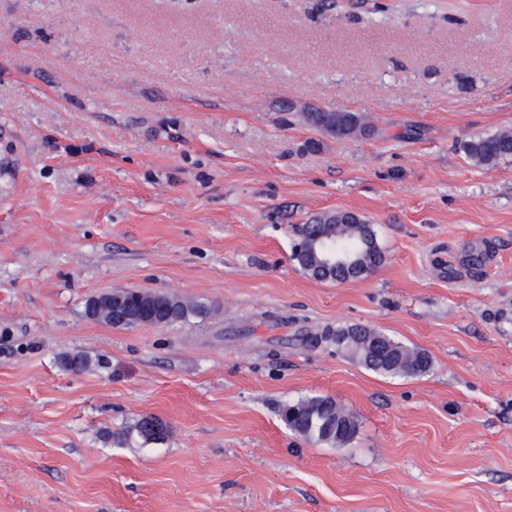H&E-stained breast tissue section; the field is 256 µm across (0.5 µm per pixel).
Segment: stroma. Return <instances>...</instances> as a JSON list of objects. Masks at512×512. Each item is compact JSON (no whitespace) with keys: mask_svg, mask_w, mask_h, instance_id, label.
<instances>
[{"mask_svg":"<svg viewBox=\"0 0 512 512\" xmlns=\"http://www.w3.org/2000/svg\"><path fill=\"white\" fill-rule=\"evenodd\" d=\"M505 129L512 0H0V512H512V159L462 149ZM336 210L366 279L291 259ZM118 290L213 311L86 315ZM354 324L431 370L357 365L323 337ZM311 396L347 447L283 423ZM304 118L311 126L337 137L365 132V127L361 125V118L353 112L313 109L312 112H305ZM298 240L292 248L291 259L311 278L319 281H358L367 278L384 256L374 229L357 213L349 211L326 212L303 224ZM331 242L335 248L354 254L358 263L336 269L322 265L320 243ZM345 411L335 399L323 396L285 403L280 410L291 431L313 443L332 447L347 445L356 434V422ZM152 421L158 422L162 425L158 419L153 417H143L133 425L129 426V428L123 433L122 437H119L118 441L123 443L130 441L133 438L141 439L144 443L163 440L165 438V434L158 435L149 427V423Z\"/></svg>","mask_w":512,"mask_h":512,"instance_id":"stroma-1","label":"stroma"}]
</instances>
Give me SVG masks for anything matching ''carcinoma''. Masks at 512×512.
I'll use <instances>...</instances> for the list:
<instances>
[{
    "instance_id": "carcinoma-1",
    "label": "carcinoma",
    "mask_w": 512,
    "mask_h": 512,
    "mask_svg": "<svg viewBox=\"0 0 512 512\" xmlns=\"http://www.w3.org/2000/svg\"><path fill=\"white\" fill-rule=\"evenodd\" d=\"M304 118L311 126L337 137L365 132L361 118L353 112L314 109L304 113ZM463 149L475 165L493 167L512 158V131L477 135L466 141ZM291 259L315 280L346 282L367 278L382 264L384 256L371 225L354 212L333 211L314 217L299 229ZM86 309L89 317L99 315L114 327L170 326L191 317L204 318L211 312L205 304L136 290L106 299L90 298ZM329 336L335 343L346 339L350 343L346 349L349 356L375 373L412 376L431 368L425 352L365 325L339 327ZM281 418L291 431L316 444L342 447L356 434L353 416L331 397L315 396L286 403L281 408ZM152 421V417L139 419L126 429L119 442L134 438L145 443L163 440L164 436L149 427Z\"/></svg>"
}]
</instances>
